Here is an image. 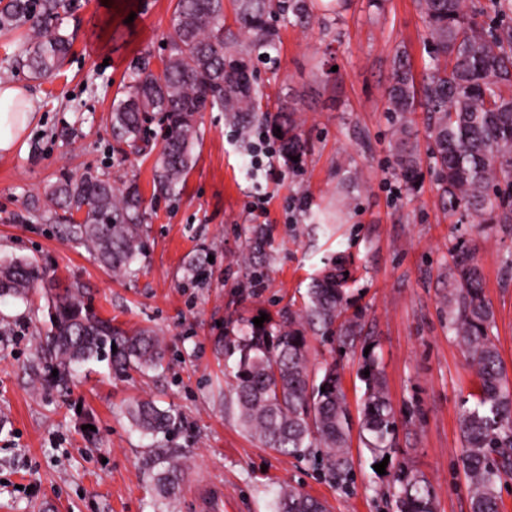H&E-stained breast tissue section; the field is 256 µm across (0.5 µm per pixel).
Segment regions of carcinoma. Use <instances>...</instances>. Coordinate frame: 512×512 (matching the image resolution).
Returning <instances> with one entry per match:
<instances>
[{
  "mask_svg": "<svg viewBox=\"0 0 512 512\" xmlns=\"http://www.w3.org/2000/svg\"><path fill=\"white\" fill-rule=\"evenodd\" d=\"M316 0H176L168 53L154 68L148 56L137 59L123 97L112 104V135L119 152L138 154L151 145L147 123L160 126L154 184L173 194L194 164L196 115L215 107L248 140L254 127L281 129L283 150L303 157L306 140L297 109H268L265 93L250 78L253 61L276 64L280 43L277 19L306 24L316 17ZM428 31V72L417 86L406 51H396L387 112L396 135V165L407 181L418 177L410 115L418 97L427 113L430 158L439 203L448 215L468 213L502 224L512 223V23L490 26L468 13L466 0H418ZM235 26L226 25V11ZM69 0H0V36L22 26L29 38L13 65L36 79L56 73L71 50L64 21ZM31 201L34 216L64 220V233L94 251L115 275L131 272L144 248L147 212L134 182L117 186L109 178L84 172L67 176ZM263 233L251 231L246 261L258 265ZM350 263L339 255L328 262L307 289L302 305L263 326L241 317L224 333V356L234 358L232 393L241 427L262 445L291 457L311 456L338 486L348 487L355 461L346 451L353 422L336 366L318 374L310 369L309 337L352 348L360 339L358 315L349 309ZM41 288L48 297L49 325L40 334L37 360L58 370L67 382L73 365L91 361L126 371L157 370L166 349L152 329L130 334L93 308L83 286L60 288L54 274L35 261H0V297L26 299ZM448 329L467 354L477 379L474 402L462 408L460 463L467 479L470 512H500L498 487L512 476V382L492 336L494 313L486 300L481 268L461 252L448 267ZM117 351H112V348ZM365 393L359 436L378 464L396 448V420L374 351L364 356ZM132 426L145 436H167L181 414L160 409L151 400L127 407ZM154 490L169 502L184 480L185 460L159 451ZM394 512H436L435 492L420 472H399L388 494ZM274 512H328L326 504L295 487L282 488Z\"/></svg>",
  "mask_w": 512,
  "mask_h": 512,
  "instance_id": "obj_1",
  "label": "carcinoma"
}]
</instances>
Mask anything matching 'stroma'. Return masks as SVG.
Returning <instances> with one entry per match:
<instances>
[{
	"label": "stroma",
	"mask_w": 512,
	"mask_h": 512,
	"mask_svg": "<svg viewBox=\"0 0 512 512\" xmlns=\"http://www.w3.org/2000/svg\"><path fill=\"white\" fill-rule=\"evenodd\" d=\"M176 0H71L65 22L74 41L53 77L33 79L5 67L22 32L0 37V83L30 89L36 121L10 156L0 158V260L26 258L55 272L60 286L88 288L102 317L125 330L154 329L166 342L163 368L115 372L107 363L78 370L69 389L34 375L46 301L0 299V512H159L150 481L153 455H183L189 469L170 512H201V485L224 487L222 512H273L279 488L293 486L329 512H386L384 493L400 468L422 471L436 512H469L459 465L462 401L474 372L448 330L443 297L455 247L482 264L493 333L512 376V227L448 216L429 170L427 117L417 111L414 183L396 171L386 110L393 56L405 49L416 77L428 57L415 0H351L331 28L281 24L279 67L262 69L270 97L298 102L308 150L284 178L250 168L246 148L222 112L197 118L195 163L179 194H154L156 156L125 157L112 138V101L141 53L166 54ZM92 170L136 180L150 219L142 256L117 276L85 246L64 239L58 223L35 219L31 198L65 175ZM267 213L248 209L256 195ZM306 208H299V201ZM262 228V278L243 261L250 228ZM349 258L352 311L371 336L398 425L385 474L360 460L349 490L336 489L310 458L280 455L243 431L230 364L216 346L241 316L298 308L324 261ZM360 349L310 341V365L339 371L358 410L365 384ZM151 399L183 416L157 439L136 431L126 407ZM98 434L87 440L85 414Z\"/></svg>",
	"instance_id": "1"
}]
</instances>
